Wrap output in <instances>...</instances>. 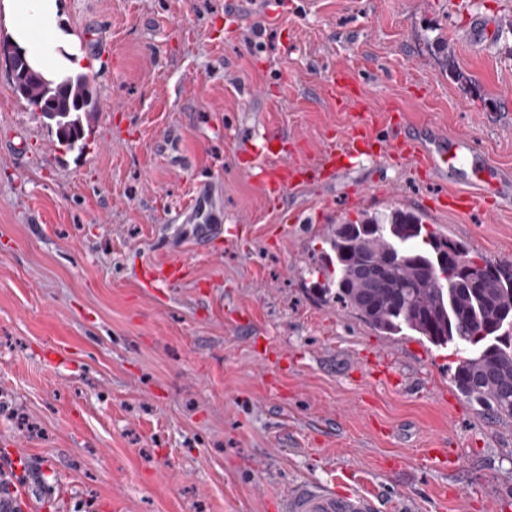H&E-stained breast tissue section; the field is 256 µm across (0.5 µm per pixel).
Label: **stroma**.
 Returning <instances> with one entry per match:
<instances>
[{"instance_id": "obj_1", "label": "stroma", "mask_w": 512, "mask_h": 512, "mask_svg": "<svg viewBox=\"0 0 512 512\" xmlns=\"http://www.w3.org/2000/svg\"><path fill=\"white\" fill-rule=\"evenodd\" d=\"M461 2L64 0L101 101L80 152L0 57V459L23 454L33 512H279L298 481L369 488L378 512H512V421L455 394L454 349L379 335L316 275L352 188L491 261L512 262V197L434 211L432 184L372 162L275 197L237 153L342 134L336 67L512 180V0ZM202 185L225 232L197 249L177 213ZM177 240L189 276L143 287Z\"/></svg>"}]
</instances>
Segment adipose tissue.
<instances>
[{
  "label": "adipose tissue",
  "instance_id": "adipose-tissue-1",
  "mask_svg": "<svg viewBox=\"0 0 512 512\" xmlns=\"http://www.w3.org/2000/svg\"><path fill=\"white\" fill-rule=\"evenodd\" d=\"M62 0H0V22L28 60L50 77L84 71L83 55L64 33Z\"/></svg>",
  "mask_w": 512,
  "mask_h": 512
}]
</instances>
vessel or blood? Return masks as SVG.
<instances>
[{
    "label": "vessel or blood",
    "mask_w": 512,
    "mask_h": 512,
    "mask_svg": "<svg viewBox=\"0 0 512 512\" xmlns=\"http://www.w3.org/2000/svg\"><path fill=\"white\" fill-rule=\"evenodd\" d=\"M322 90L326 98L349 112L350 124L339 141L325 146L308 161L289 158L287 136L268 132L263 143L260 177L268 193H281L302 185L332 181L352 161L369 159L375 162L397 161L406 166L421 165L432 175L447 177L451 190L439 193L441 210L468 213L482 209L486 197L503 194L507 182L500 170L479 153L475 143L459 135L439 134L422 142L411 135L400 109H391L386 120L368 112L362 95L346 70L330 73ZM385 124L388 133L373 131L375 124ZM188 237L197 244H207L222 225L215 220L209 196L197 195L182 214ZM186 267L181 260L169 259L149 266L147 278L162 283L182 279ZM283 512H376L373 496L352 490L337 493L335 487L316 482H297L283 492Z\"/></svg>",
    "instance_id": "obj_1"
}]
</instances>
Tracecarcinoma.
Here are the masks:
<instances>
[{
  "instance_id": "carcinoma-1",
  "label": "carcinoma",
  "mask_w": 512,
  "mask_h": 512,
  "mask_svg": "<svg viewBox=\"0 0 512 512\" xmlns=\"http://www.w3.org/2000/svg\"><path fill=\"white\" fill-rule=\"evenodd\" d=\"M23 58L24 74L14 85L37 105L68 149L86 144L84 121L99 109L86 75L36 85ZM330 253L320 272L322 292L353 311L382 336L411 332L437 348L451 345L462 355L454 373L457 389L469 400L512 420V265L493 263L468 246L423 224L400 209L362 212L334 224Z\"/></svg>"
}]
</instances>
